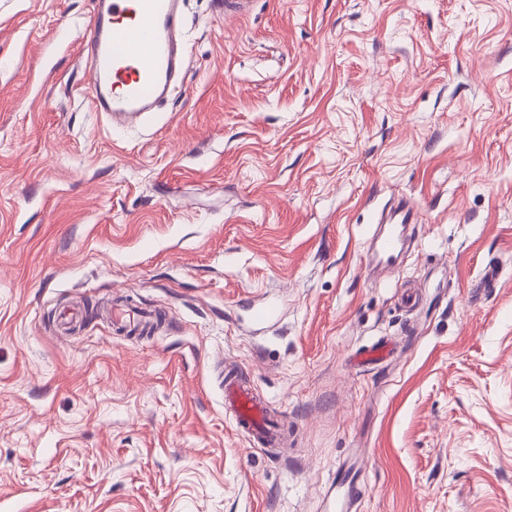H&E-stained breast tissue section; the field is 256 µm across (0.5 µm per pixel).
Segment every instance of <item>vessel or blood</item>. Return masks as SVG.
<instances>
[{
  "label": "vessel or blood",
  "instance_id": "vessel-or-blood-1",
  "mask_svg": "<svg viewBox=\"0 0 512 512\" xmlns=\"http://www.w3.org/2000/svg\"><path fill=\"white\" fill-rule=\"evenodd\" d=\"M183 0H92V10L80 34V57L91 75L89 106L111 115L117 129L135 126L155 112L173 90L182 72L186 50L179 37ZM413 206L399 203L389 227L377 235L372 252L376 266L394 264L405 245L404 225L417 222ZM224 400L237 430L253 441L271 445L278 430L249 386L225 374ZM362 498L357 484H349L344 499L328 490L325 508L352 512Z\"/></svg>",
  "mask_w": 512,
  "mask_h": 512
}]
</instances>
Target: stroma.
<instances>
[{
    "label": "stroma",
    "instance_id": "35a3bbf8",
    "mask_svg": "<svg viewBox=\"0 0 512 512\" xmlns=\"http://www.w3.org/2000/svg\"><path fill=\"white\" fill-rule=\"evenodd\" d=\"M90 9L0 0V512H324L340 472L358 512H512V0H185L183 84L129 131L89 106ZM114 296L165 320L115 334ZM418 220V212L413 206L406 202L399 203L391 217L385 221L390 224L387 231L375 237L372 262L379 267L394 264L405 245L404 224H412ZM224 402L232 409L237 430L251 435L254 442L271 445L278 440V429L268 423L263 405L237 375H224Z\"/></svg>",
    "mask_w": 512,
    "mask_h": 512
}]
</instances>
